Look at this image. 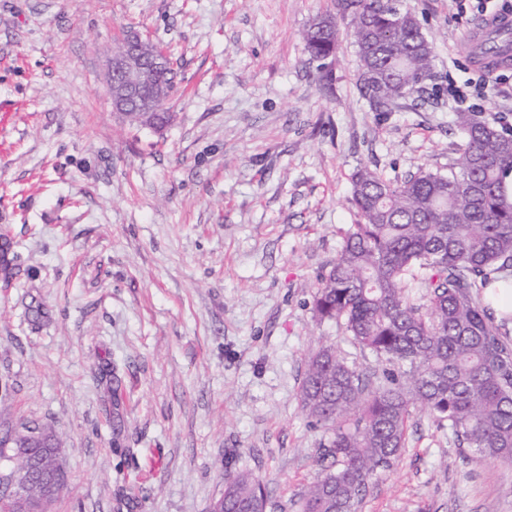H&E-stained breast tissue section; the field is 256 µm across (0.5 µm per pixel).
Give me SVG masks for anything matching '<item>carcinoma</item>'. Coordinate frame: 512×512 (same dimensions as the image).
Returning <instances> with one entry per match:
<instances>
[{
  "instance_id": "1",
  "label": "carcinoma",
  "mask_w": 512,
  "mask_h": 512,
  "mask_svg": "<svg viewBox=\"0 0 512 512\" xmlns=\"http://www.w3.org/2000/svg\"><path fill=\"white\" fill-rule=\"evenodd\" d=\"M350 12L361 89L388 108L430 76L434 44L416 15L391 0H336ZM335 17L305 32L310 56L337 45ZM171 58L156 83L174 91ZM159 130L172 113L148 120ZM463 141L448 173L419 170L391 180L367 167L351 178L361 221L313 295L320 320L343 324L361 350L386 364L369 379L331 348L306 362L300 403L330 433L321 472L300 495L301 512H359L372 482L406 447L415 409L448 425L456 447L512 463V340L476 288L512 271V127L505 117L457 113ZM264 485L250 471L229 473L224 512H266Z\"/></svg>"
}]
</instances>
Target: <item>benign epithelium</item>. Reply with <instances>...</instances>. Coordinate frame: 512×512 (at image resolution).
Segmentation results:
<instances>
[{
	"label": "benign epithelium",
	"mask_w": 512,
	"mask_h": 512,
	"mask_svg": "<svg viewBox=\"0 0 512 512\" xmlns=\"http://www.w3.org/2000/svg\"><path fill=\"white\" fill-rule=\"evenodd\" d=\"M142 42V34L135 30L128 31L127 39L123 41L112 54L108 62L107 92L112 101V107L117 112H126L136 91L152 79L151 71L143 64L140 51L136 45ZM40 430L25 428L13 439V459L26 457L30 445L43 439ZM30 474L24 470L13 469L8 481L9 493L18 512H35L28 496L27 487Z\"/></svg>",
	"instance_id": "7a95c632"
}]
</instances>
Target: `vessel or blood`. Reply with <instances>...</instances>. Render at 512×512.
<instances>
[{
	"mask_svg": "<svg viewBox=\"0 0 512 512\" xmlns=\"http://www.w3.org/2000/svg\"><path fill=\"white\" fill-rule=\"evenodd\" d=\"M462 45L485 72L512 65V11L497 10L478 19L463 34Z\"/></svg>",
	"mask_w": 512,
	"mask_h": 512,
	"instance_id": "obj_1",
	"label": "vessel or blood"
}]
</instances>
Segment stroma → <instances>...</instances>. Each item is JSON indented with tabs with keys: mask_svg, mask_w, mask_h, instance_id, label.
<instances>
[{
	"mask_svg": "<svg viewBox=\"0 0 512 512\" xmlns=\"http://www.w3.org/2000/svg\"><path fill=\"white\" fill-rule=\"evenodd\" d=\"M435 40L388 110L358 82L336 0H0V437L51 427L56 512H208L224 474L298 512L326 434L303 413L309 353L378 364L312 296L357 223L350 177L447 171L448 87L477 78L459 0H396ZM333 14L336 60L304 31ZM172 52L171 123L136 128L104 76L123 28ZM359 512H512V464L460 455L414 411Z\"/></svg>",
	"mask_w": 512,
	"mask_h": 512,
	"instance_id": "stroma-1",
	"label": "stroma"
}]
</instances>
